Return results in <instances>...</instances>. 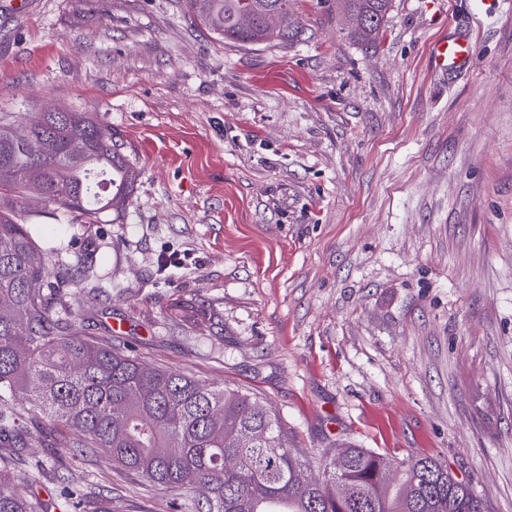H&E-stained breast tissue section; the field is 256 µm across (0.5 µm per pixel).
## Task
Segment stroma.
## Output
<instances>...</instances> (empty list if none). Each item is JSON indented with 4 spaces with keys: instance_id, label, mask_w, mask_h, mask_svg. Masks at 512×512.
<instances>
[{
    "instance_id": "obj_1",
    "label": "stroma",
    "mask_w": 512,
    "mask_h": 512,
    "mask_svg": "<svg viewBox=\"0 0 512 512\" xmlns=\"http://www.w3.org/2000/svg\"><path fill=\"white\" fill-rule=\"evenodd\" d=\"M291 9L280 47L216 41L184 0H0V113H93L136 172L111 223L35 237L109 272L88 335L250 392L313 469L431 456L512 512V0H392L371 46L337 0ZM463 30L474 65L435 67ZM71 439L23 456L88 471L114 512L196 497Z\"/></svg>"
}]
</instances>
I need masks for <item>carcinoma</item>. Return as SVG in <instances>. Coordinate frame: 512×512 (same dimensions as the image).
<instances>
[{
	"label": "carcinoma",
	"instance_id": "1",
	"mask_svg": "<svg viewBox=\"0 0 512 512\" xmlns=\"http://www.w3.org/2000/svg\"><path fill=\"white\" fill-rule=\"evenodd\" d=\"M291 0H187L188 13L220 40L291 44L300 36ZM392 0H341L349 33L375 43ZM135 173L112 128L89 112L54 108L18 124L0 116V512H41L34 487L42 465L15 463L52 426L79 453L165 489L197 488L191 512H487L486 500L448 465L422 456L392 459L350 446L330 459L325 479L288 447L278 418L255 397L217 388L176 370L147 367L109 339L74 337L102 295L103 275L84 250L54 249L49 261L7 196L34 200L33 218L86 224L122 209ZM23 395L47 415L33 433L15 403ZM66 512H112V500L88 491L84 474L58 480Z\"/></svg>",
	"mask_w": 512,
	"mask_h": 512
}]
</instances>
